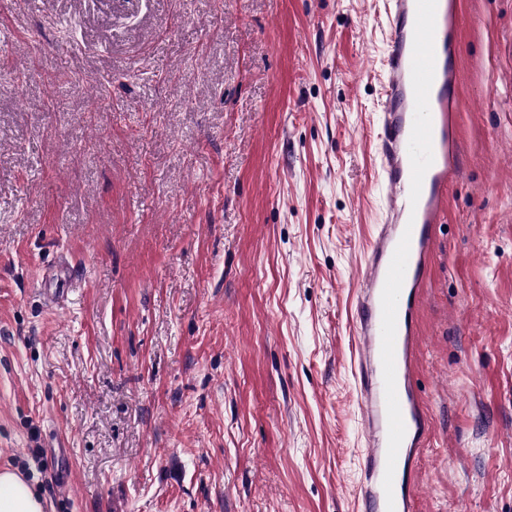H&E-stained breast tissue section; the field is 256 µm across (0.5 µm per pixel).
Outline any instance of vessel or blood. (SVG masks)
I'll return each mask as SVG.
<instances>
[{
  "instance_id": "vessel-or-blood-1",
  "label": "vessel or blood",
  "mask_w": 512,
  "mask_h": 512,
  "mask_svg": "<svg viewBox=\"0 0 512 512\" xmlns=\"http://www.w3.org/2000/svg\"><path fill=\"white\" fill-rule=\"evenodd\" d=\"M461 0H385L386 72L376 137L385 207L356 295L366 449L361 512H416L430 434L415 384L417 312L459 144Z\"/></svg>"
}]
</instances>
